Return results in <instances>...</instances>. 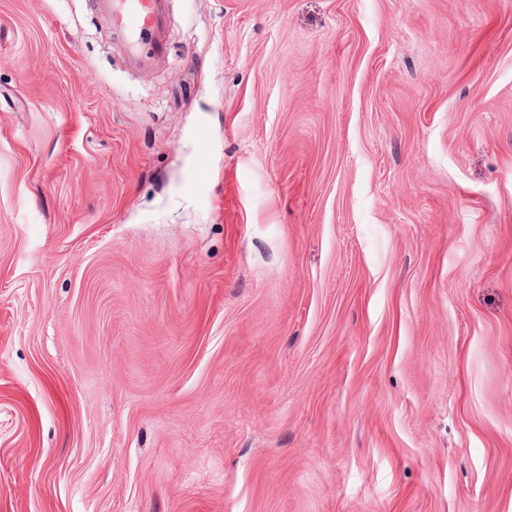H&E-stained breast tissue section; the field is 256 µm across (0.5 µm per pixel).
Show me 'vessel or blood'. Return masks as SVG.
Wrapping results in <instances>:
<instances>
[{"label": "vessel or blood", "instance_id": "obj_1", "mask_svg": "<svg viewBox=\"0 0 512 512\" xmlns=\"http://www.w3.org/2000/svg\"><path fill=\"white\" fill-rule=\"evenodd\" d=\"M93 5L124 42L129 66L146 69L165 55L166 0H93Z\"/></svg>", "mask_w": 512, "mask_h": 512}]
</instances>
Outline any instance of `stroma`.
<instances>
[{"label": "stroma", "mask_w": 512, "mask_h": 512, "mask_svg": "<svg viewBox=\"0 0 512 512\" xmlns=\"http://www.w3.org/2000/svg\"><path fill=\"white\" fill-rule=\"evenodd\" d=\"M0 0V512H512V0ZM93 5L124 42L129 66L150 68L166 54V0H93Z\"/></svg>", "instance_id": "obj_1"}]
</instances>
